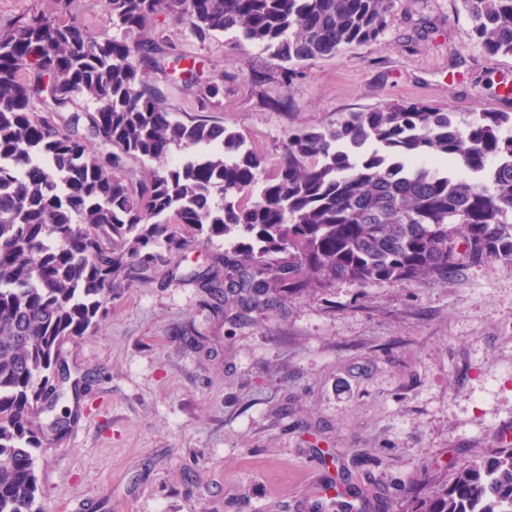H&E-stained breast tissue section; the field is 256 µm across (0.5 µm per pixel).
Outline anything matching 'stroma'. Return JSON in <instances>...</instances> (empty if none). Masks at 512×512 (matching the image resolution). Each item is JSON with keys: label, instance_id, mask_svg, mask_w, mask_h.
Segmentation results:
<instances>
[{"label": "stroma", "instance_id": "stroma-1", "mask_svg": "<svg viewBox=\"0 0 512 512\" xmlns=\"http://www.w3.org/2000/svg\"><path fill=\"white\" fill-rule=\"evenodd\" d=\"M145 35L201 84L222 77L207 119L270 168L290 133L395 101L512 112V56L486 57L456 0H395L377 42L305 62L286 84L235 33L201 40L162 14ZM224 249L158 242L148 267L122 272L97 328L63 345L62 395L34 421L67 422L36 454L43 512H304L328 485L359 493V512H406L512 429V265L215 310L196 278L223 269Z\"/></svg>", "mask_w": 512, "mask_h": 512}]
</instances>
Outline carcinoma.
I'll use <instances>...</instances> for the list:
<instances>
[{
	"mask_svg": "<svg viewBox=\"0 0 512 512\" xmlns=\"http://www.w3.org/2000/svg\"><path fill=\"white\" fill-rule=\"evenodd\" d=\"M0 34V512L37 506L33 418L70 337L95 328L113 278L177 227L227 243L226 289L269 305L338 280L444 278L512 265V112L469 119L422 102L354 112L288 136L273 173L239 132L179 120L152 71L177 67L142 32L160 13L203 40L234 32L281 73L384 34L393 0H104L89 36L71 0ZM488 58L512 56V0H459ZM129 158L156 162L137 177ZM412 512H512V446L497 442Z\"/></svg>",
	"mask_w": 512,
	"mask_h": 512,
	"instance_id": "1",
	"label": "carcinoma"
}]
</instances>
